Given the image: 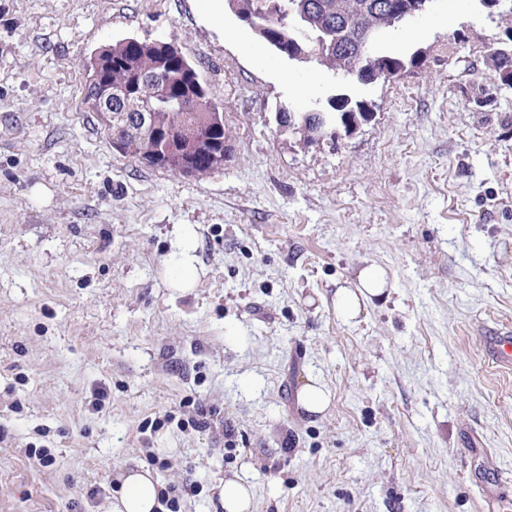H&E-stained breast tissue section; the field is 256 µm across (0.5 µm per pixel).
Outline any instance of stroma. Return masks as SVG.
I'll use <instances>...</instances> for the list:
<instances>
[{"label": "stroma", "mask_w": 512, "mask_h": 512, "mask_svg": "<svg viewBox=\"0 0 512 512\" xmlns=\"http://www.w3.org/2000/svg\"><path fill=\"white\" fill-rule=\"evenodd\" d=\"M506 27L435 0L382 44L423 66L340 86L203 0H0V512H108L134 465L181 512H223L233 474L252 512H489V470L512 477V369L482 341L512 327ZM126 38L196 67L222 169L147 167L101 133L84 66ZM341 92L377 110L336 147L279 128V106ZM371 263L394 290L346 323L336 285ZM310 376L332 395L315 417L296 400ZM199 410L205 429L180 427ZM491 61L497 75L496 86L512 88V46L497 49L493 53ZM196 238L191 227H185L178 235L176 251L171 258V286L173 288H193L198 271L195 260Z\"/></svg>", "instance_id": "1"}]
</instances>
